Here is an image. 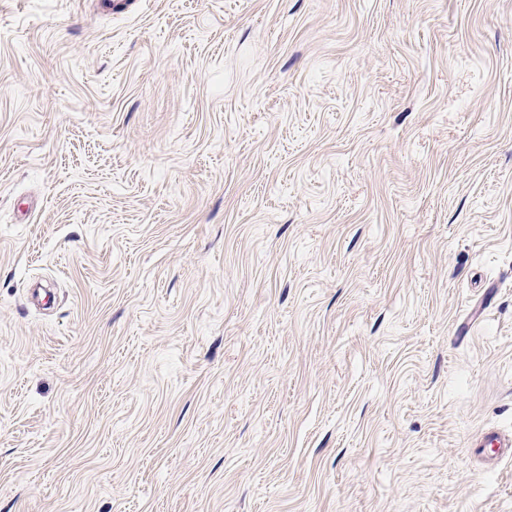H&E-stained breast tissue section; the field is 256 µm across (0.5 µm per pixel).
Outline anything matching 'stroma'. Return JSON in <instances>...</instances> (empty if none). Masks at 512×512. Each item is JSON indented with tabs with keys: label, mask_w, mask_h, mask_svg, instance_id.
<instances>
[{
	"label": "stroma",
	"mask_w": 512,
	"mask_h": 512,
	"mask_svg": "<svg viewBox=\"0 0 512 512\" xmlns=\"http://www.w3.org/2000/svg\"><path fill=\"white\" fill-rule=\"evenodd\" d=\"M488 428L512 0H0V512H512Z\"/></svg>",
	"instance_id": "35a3bbf8"
}]
</instances>
